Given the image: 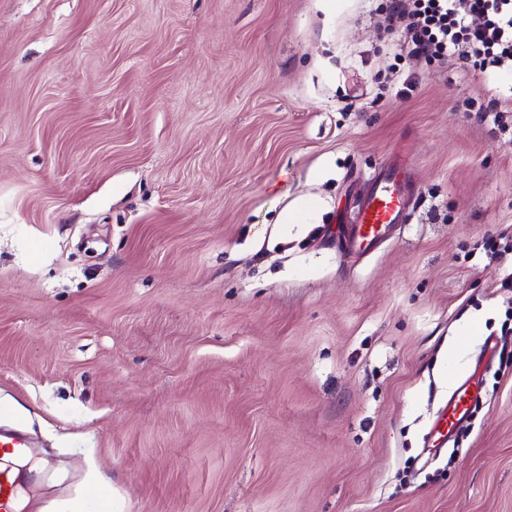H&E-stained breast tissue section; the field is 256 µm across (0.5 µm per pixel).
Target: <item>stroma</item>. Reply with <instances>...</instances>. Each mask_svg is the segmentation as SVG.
Instances as JSON below:
<instances>
[{
	"label": "stroma",
	"mask_w": 512,
	"mask_h": 512,
	"mask_svg": "<svg viewBox=\"0 0 512 512\" xmlns=\"http://www.w3.org/2000/svg\"><path fill=\"white\" fill-rule=\"evenodd\" d=\"M390 9L0 0V430L33 441L27 512L89 487L112 512H512V73L408 56ZM393 162L407 222L354 255ZM478 393L473 391L467 382L462 384L448 401L438 419L437 433L432 442L434 448H441L448 442L449 431H452L468 415L471 403Z\"/></svg>",
	"instance_id": "stroma-1"
}]
</instances>
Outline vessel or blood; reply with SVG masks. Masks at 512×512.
I'll return each mask as SVG.
<instances>
[{"label":"vessel or blood","mask_w":512,"mask_h":512,"mask_svg":"<svg viewBox=\"0 0 512 512\" xmlns=\"http://www.w3.org/2000/svg\"><path fill=\"white\" fill-rule=\"evenodd\" d=\"M413 188L399 167L381 168L369 181L354 210L349 228L350 247L362 254L376 252L398 224L404 223ZM477 393L461 385L443 409L434 444L443 447L452 431L467 416ZM18 484L8 471L0 469V512H15L13 507ZM112 501L102 491L88 490L74 505V512H111Z\"/></svg>","instance_id":"vessel-or-blood-1"}]
</instances>
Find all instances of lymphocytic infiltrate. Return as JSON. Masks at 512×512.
Returning <instances> with one entry per match:
<instances>
[{"mask_svg":"<svg viewBox=\"0 0 512 512\" xmlns=\"http://www.w3.org/2000/svg\"><path fill=\"white\" fill-rule=\"evenodd\" d=\"M391 11L409 55L512 70V0H393Z\"/></svg>","mask_w":512,"mask_h":512,"instance_id":"obj_1","label":"lymphocytic infiltrate"}]
</instances>
